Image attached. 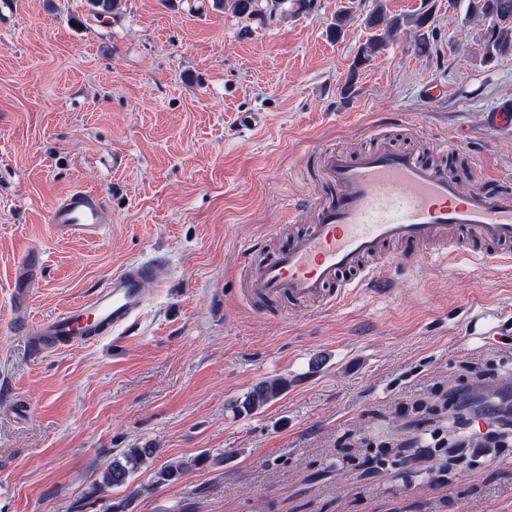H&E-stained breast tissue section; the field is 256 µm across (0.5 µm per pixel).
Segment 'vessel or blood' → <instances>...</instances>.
I'll use <instances>...</instances> for the list:
<instances>
[{
	"mask_svg": "<svg viewBox=\"0 0 512 512\" xmlns=\"http://www.w3.org/2000/svg\"><path fill=\"white\" fill-rule=\"evenodd\" d=\"M489 133H512V105L503 103L486 113ZM320 177L336 190L332 200L310 196L288 211L289 223L313 209L311 229L293 237L286 249L262 262H246L239 274L245 301L281 296L312 300L323 308L339 306L352 293L368 289L374 273L367 258L384 255L400 243L407 250L400 263L417 260L413 248L435 243L453 256L496 258L497 247L512 245V194L463 192L446 169L424 162L416 154L389 143L355 156L327 150L320 154ZM50 222L60 237L99 241L112 218L101 194L79 189L60 198L50 210ZM39 250H29L17 265L12 295L20 318L18 334L29 331L25 313L29 295L41 276ZM158 265L129 264L86 298L44 320L36 332L38 350L51 345L81 346L127 329L148 302L147 285L158 281Z\"/></svg>",
	"mask_w": 512,
	"mask_h": 512,
	"instance_id": "1",
	"label": "vessel or blood"
}]
</instances>
